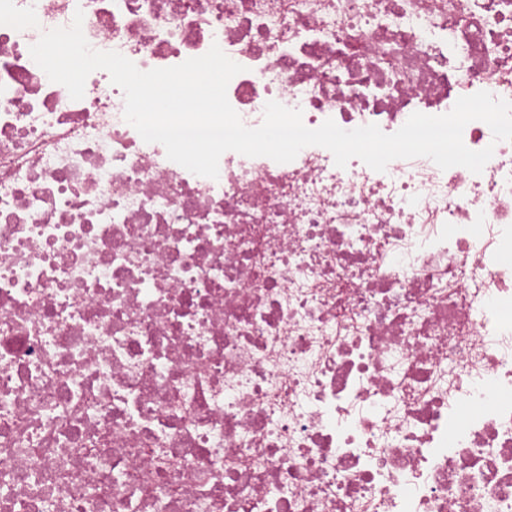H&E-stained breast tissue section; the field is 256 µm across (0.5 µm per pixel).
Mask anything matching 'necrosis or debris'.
<instances>
[{
  "mask_svg": "<svg viewBox=\"0 0 512 512\" xmlns=\"http://www.w3.org/2000/svg\"><path fill=\"white\" fill-rule=\"evenodd\" d=\"M78 12L143 71L219 46L250 128L512 101V0H0V512H512V141L198 176L32 59Z\"/></svg>",
  "mask_w": 512,
  "mask_h": 512,
  "instance_id": "1",
  "label": "necrosis or debris"
}]
</instances>
